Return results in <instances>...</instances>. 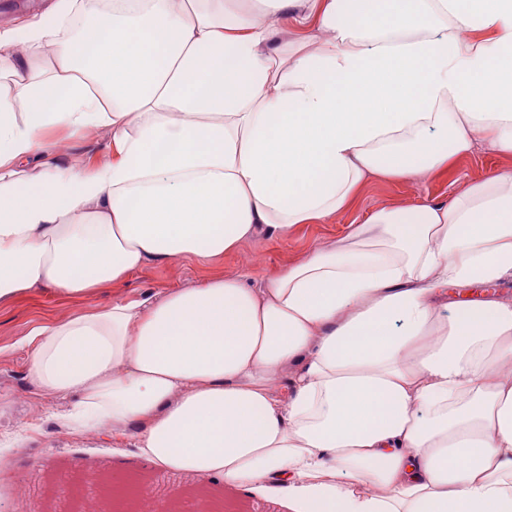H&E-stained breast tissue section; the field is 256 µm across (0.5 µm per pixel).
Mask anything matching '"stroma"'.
Segmentation results:
<instances>
[{"label": "stroma", "mask_w": 512, "mask_h": 512, "mask_svg": "<svg viewBox=\"0 0 512 512\" xmlns=\"http://www.w3.org/2000/svg\"><path fill=\"white\" fill-rule=\"evenodd\" d=\"M45 140L47 158L52 162L91 166L111 155L110 137L103 130H93L81 137L51 130L46 132ZM494 173L512 174V155H500L483 145L469 155L452 158L447 171L425 179L380 178L369 182L359 190L350 208L324 223L303 224L280 237L261 233L216 258L181 257L151 262L123 282L104 286L93 297H67L37 288L1 307L0 440L35 421L40 422L41 432L22 451H7L15 478L0 483V512H13L20 501L28 512H79L82 502L89 497L106 503L116 471L142 484L147 494L158 498L174 489L181 491L180 512H187L191 498L202 492L216 506L231 502L236 512H288L287 505L277 500L227 492L221 480L203 487L195 478L147 464L139 458L133 441L114 447L111 429L78 436L65 434L59 416L67 402L38 392L31 384L26 339L44 324L105 307L116 297L133 299L146 292L162 294L173 288L195 286L215 276H243L253 287H262L268 277L307 257L314 245L336 242L348 224L363 222L377 208L444 202L470 182Z\"/></svg>", "instance_id": "obj_1"}]
</instances>
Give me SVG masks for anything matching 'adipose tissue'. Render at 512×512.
Returning <instances> with one entry per match:
<instances>
[{
    "mask_svg": "<svg viewBox=\"0 0 512 512\" xmlns=\"http://www.w3.org/2000/svg\"><path fill=\"white\" fill-rule=\"evenodd\" d=\"M55 0L0 32V305L213 258L437 173L477 135L512 153V0ZM111 135L42 161L44 134ZM512 175L382 207L260 288L214 277L34 331L40 391L72 434L289 512H512ZM48 154L45 160L91 166L111 155L110 137L105 130H93L82 137L69 136L64 131L46 132Z\"/></svg>",
    "mask_w": 512,
    "mask_h": 512,
    "instance_id": "obj_1",
    "label": "adipose tissue"
}]
</instances>
